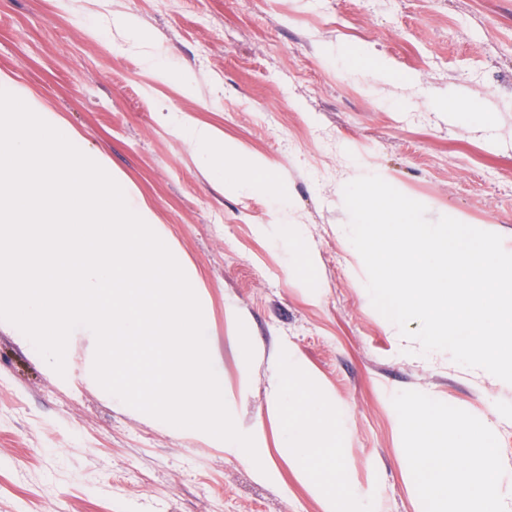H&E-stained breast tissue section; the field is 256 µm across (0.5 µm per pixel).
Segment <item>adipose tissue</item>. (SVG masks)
Returning <instances> with one entry per match:
<instances>
[{
    "instance_id": "ef3b65f1",
    "label": "adipose tissue",
    "mask_w": 512,
    "mask_h": 512,
    "mask_svg": "<svg viewBox=\"0 0 512 512\" xmlns=\"http://www.w3.org/2000/svg\"><path fill=\"white\" fill-rule=\"evenodd\" d=\"M176 131L199 152L206 170L219 173L224 181L232 183H260L265 192L278 193L279 186L265 175L267 162L263 157L245 153L235 142L227 140L223 132L213 126L182 117Z\"/></svg>"
}]
</instances>
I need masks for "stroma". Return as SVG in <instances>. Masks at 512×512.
Wrapping results in <instances>:
<instances>
[{"label": "stroma", "mask_w": 512, "mask_h": 512, "mask_svg": "<svg viewBox=\"0 0 512 512\" xmlns=\"http://www.w3.org/2000/svg\"><path fill=\"white\" fill-rule=\"evenodd\" d=\"M128 18L171 75L145 67ZM0 70L134 182L198 269L239 429L272 435L271 370L242 376L228 306L328 393L349 484L374 512H423L391 402L404 390L480 419L512 483V384L421 354L373 307L343 197L377 175L429 220L499 234L512 252V0H0ZM450 98L489 121L455 120L438 108ZM185 115L265 157L279 195L215 188L174 130ZM276 224L298 226L312 266ZM94 353L73 338L58 375L0 320V512H322L283 462L256 471L113 401Z\"/></svg>", "instance_id": "stroma-1"}]
</instances>
